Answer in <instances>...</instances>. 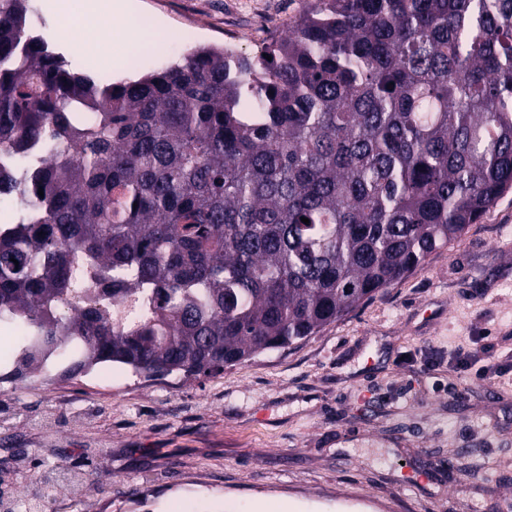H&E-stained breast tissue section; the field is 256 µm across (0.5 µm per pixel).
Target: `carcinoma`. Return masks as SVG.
Returning a JSON list of instances; mask_svg holds the SVG:
<instances>
[{
    "instance_id": "obj_1",
    "label": "carcinoma",
    "mask_w": 512,
    "mask_h": 512,
    "mask_svg": "<svg viewBox=\"0 0 512 512\" xmlns=\"http://www.w3.org/2000/svg\"><path fill=\"white\" fill-rule=\"evenodd\" d=\"M29 16L0 0V146L52 154L0 170L27 198L0 225V383L209 375L296 345L512 189V0H306L255 59L200 45L115 82ZM80 263L137 320L60 314Z\"/></svg>"
}]
</instances>
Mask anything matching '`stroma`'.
I'll return each instance as SVG.
<instances>
[{"instance_id":"35a3bbf8","label":"stroma","mask_w":512,"mask_h":512,"mask_svg":"<svg viewBox=\"0 0 512 512\" xmlns=\"http://www.w3.org/2000/svg\"><path fill=\"white\" fill-rule=\"evenodd\" d=\"M173 47L113 77L161 69L232 27L249 57L304 0H124ZM479 350L467 373L457 347ZM512 190L449 248L293 347L215 375L116 366L0 386V492L46 512H506L512 499ZM494 469H486V462ZM97 492H89V485Z\"/></svg>"}]
</instances>
